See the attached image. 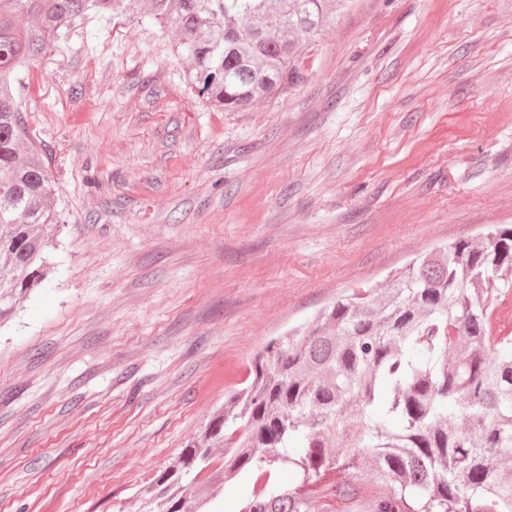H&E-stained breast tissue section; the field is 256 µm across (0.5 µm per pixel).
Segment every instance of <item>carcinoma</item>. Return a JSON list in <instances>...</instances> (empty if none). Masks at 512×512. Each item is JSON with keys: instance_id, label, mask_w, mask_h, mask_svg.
I'll return each instance as SVG.
<instances>
[{"instance_id": "1", "label": "carcinoma", "mask_w": 512, "mask_h": 512, "mask_svg": "<svg viewBox=\"0 0 512 512\" xmlns=\"http://www.w3.org/2000/svg\"><path fill=\"white\" fill-rule=\"evenodd\" d=\"M352 0H145L189 85L243 112L307 78L304 54ZM134 0H0V321L45 274L61 218L29 146L23 79L96 19ZM512 225L412 260L385 288H357L271 340L251 383L146 489L141 512H207L241 476L240 512H512ZM292 470L284 485L278 475Z\"/></svg>"}]
</instances>
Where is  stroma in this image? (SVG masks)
I'll return each instance as SVG.
<instances>
[{"label":"stroma","instance_id":"obj_1","mask_svg":"<svg viewBox=\"0 0 512 512\" xmlns=\"http://www.w3.org/2000/svg\"><path fill=\"white\" fill-rule=\"evenodd\" d=\"M306 66L215 111L117 20L31 67L62 223L0 325V512H138L267 342L512 225V0H354Z\"/></svg>","mask_w":512,"mask_h":512}]
</instances>
